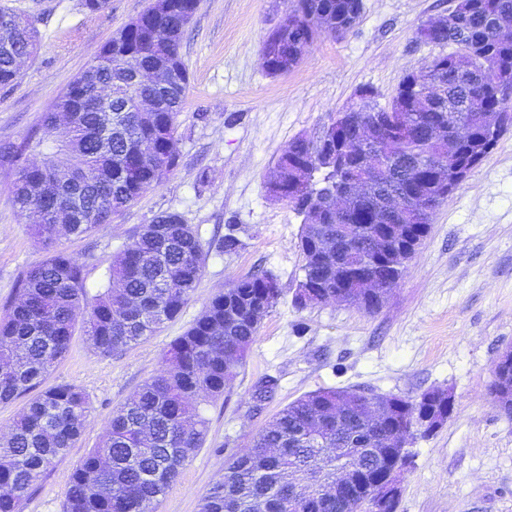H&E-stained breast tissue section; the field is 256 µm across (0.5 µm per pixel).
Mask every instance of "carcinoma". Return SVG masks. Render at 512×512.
<instances>
[{
    "mask_svg": "<svg viewBox=\"0 0 512 512\" xmlns=\"http://www.w3.org/2000/svg\"><path fill=\"white\" fill-rule=\"evenodd\" d=\"M152 5L102 46L89 66L68 85L43 118L45 137L0 144V164L17 167L12 202L32 234L45 246L60 234L84 237L112 224L148 189L179 164L177 118L189 87L181 49L198 0ZM362 0H291L263 44L266 71L294 69L322 33L346 34L361 14ZM457 20L419 24L418 41L446 47L428 59L442 71L446 87L428 98L406 74L387 105L361 87L358 102L324 125L315 139H292L278 156L272 197L301 217L298 248L303 277L292 295L298 308L336 299V254L315 257L322 243L336 245L344 224L362 252L349 261L364 264L390 287L398 286L406 263H394L397 226L422 246L434 212L448 199V184L433 183L437 168L463 163L477 167L494 149L503 129H492L482 113L512 104V41L500 29L512 27V0H457ZM0 28L11 43L0 45V86L20 77L18 58L32 56L38 33L24 16L0 9ZM165 65L168 86L133 81L134 71ZM106 84L110 96H99ZM153 97L158 110L137 112L136 97ZM109 112L111 125L100 122ZM412 117L413 128L388 143L346 152V139L364 119L383 129ZM470 128L459 138L458 128ZM41 149L37 165L19 164ZM392 158L373 166L379 153ZM373 177L374 189L338 209L351 170ZM203 246L197 229L177 212L156 214L131 235L112 259L108 287L86 301L83 267L53 251L19 280V300L0 317V403L38 387L69 349L82 325L94 350L111 355L147 339L179 317L198 287ZM281 290L268 274L231 280L208 301L195 322L169 346L162 369L112 412L101 443L74 467L63 512H154L190 454L201 447L208 421L202 406L224 395L240 373L261 321L278 303ZM366 388L326 387L291 402L260 433L248 452L224 461V477L201 501L200 512H361L369 488L389 468L381 447L392 427L402 424L407 400L393 396L397 409L369 426L372 396ZM492 394L512 415V367L494 368ZM89 398L74 385L41 391L0 442V512H21L34 484L80 440ZM364 469V480L336 495V460Z\"/></svg>",
    "mask_w": 512,
    "mask_h": 512,
    "instance_id": "cac0c4a2",
    "label": "carcinoma"
}]
</instances>
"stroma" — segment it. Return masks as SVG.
Instances as JSON below:
<instances>
[{
	"mask_svg": "<svg viewBox=\"0 0 512 512\" xmlns=\"http://www.w3.org/2000/svg\"><path fill=\"white\" fill-rule=\"evenodd\" d=\"M151 0H111L91 14L83 0H0L26 15L39 37L17 81L0 86V143L43 135V116L100 47ZM287 0H199L182 44L190 85L178 117L180 161L114 222L56 249L84 267L89 295L106 285L113 255L130 234L164 211L181 213L203 245L202 275L180 316L153 336L103 356L76 330L68 353L44 380L90 398L83 435L23 502L21 512H63L78 461L99 445L115 408L162 367V356L229 280L273 275L282 291L263 319L244 365L224 396L205 405L208 432L156 512H199L224 460L246 452L276 415L323 387L362 386L411 400L443 388L454 408L433 436L410 447L398 512H512V416L490 394L499 356L512 350V129L437 209L430 233L396 288L373 313L330 302L297 309L301 219L267 197L264 183L290 140L317 136L363 86L388 103L401 79L435 52L415 29L447 15L450 0H363L344 38H318L300 65L269 75L262 44ZM16 169L0 167V310L22 274L46 252L11 197ZM240 248L218 250L226 225ZM278 380L265 400L262 380Z\"/></svg>",
	"mask_w": 512,
	"mask_h": 512,
	"instance_id": "35a3bbf8",
	"label": "stroma"
}]
</instances>
